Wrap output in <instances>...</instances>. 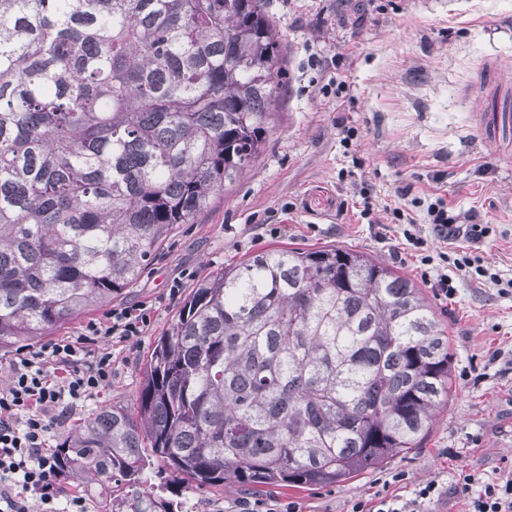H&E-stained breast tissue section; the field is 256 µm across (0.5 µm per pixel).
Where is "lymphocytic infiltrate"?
I'll return each instance as SVG.
<instances>
[{
    "label": "lymphocytic infiltrate",
    "instance_id": "lymphocytic-infiltrate-1",
    "mask_svg": "<svg viewBox=\"0 0 512 512\" xmlns=\"http://www.w3.org/2000/svg\"><path fill=\"white\" fill-rule=\"evenodd\" d=\"M433 232L446 241H477L489 228L449 214L443 198L428 207ZM154 306L136 303L109 311L75 334L24 349L4 366L0 384V512H88L85 497L59 486L53 443L88 401L112 384L115 350L136 342L154 324ZM461 495L466 512H512V468L494 476L458 470L453 486L415 484L409 495L375 492L348 500L345 512H429L447 493Z\"/></svg>",
    "mask_w": 512,
    "mask_h": 512
}]
</instances>
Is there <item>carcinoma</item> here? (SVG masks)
I'll use <instances>...</instances> for the list:
<instances>
[{
	"label": "carcinoma",
	"mask_w": 512,
	"mask_h": 512,
	"mask_svg": "<svg viewBox=\"0 0 512 512\" xmlns=\"http://www.w3.org/2000/svg\"><path fill=\"white\" fill-rule=\"evenodd\" d=\"M263 0H0V352L123 296L263 150L281 96ZM422 288L340 245L200 281L131 410L56 449L104 512H174L144 450L199 489L325 487L421 447L450 393Z\"/></svg>",
	"instance_id": "obj_1"
}]
</instances>
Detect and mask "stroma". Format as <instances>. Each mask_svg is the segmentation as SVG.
Returning <instances> with one entry per match:
<instances>
[{"instance_id": "stroma-1", "label": "stroma", "mask_w": 512, "mask_h": 512, "mask_svg": "<svg viewBox=\"0 0 512 512\" xmlns=\"http://www.w3.org/2000/svg\"><path fill=\"white\" fill-rule=\"evenodd\" d=\"M281 37L282 94L264 149L194 223L179 224L148 267L120 297L151 302L153 327L120 350L112 385L89 402L127 407L141 385L157 336L180 307L167 289L182 271L198 280L268 247L342 245L371 254L421 286L448 330L453 387L422 447L326 488H273L307 512H342L346 500L377 490L402 471L409 484L452 482L457 469L494 474L512 467V149L485 142L478 115L493 103L479 75L488 65L512 76V0H265ZM330 57L329 68L312 56ZM349 91L336 99L339 81ZM355 129L344 145L342 126ZM374 203L361 218V186ZM412 186L410 196L400 188ZM439 193L452 212H471L490 228L456 251L480 257L484 275L455 280L439 295L444 245L433 235L422 199ZM413 218L432 264H421L386 208ZM449 457H441V449ZM166 498L189 512H224L244 491L199 490L154 462Z\"/></svg>"}]
</instances>
